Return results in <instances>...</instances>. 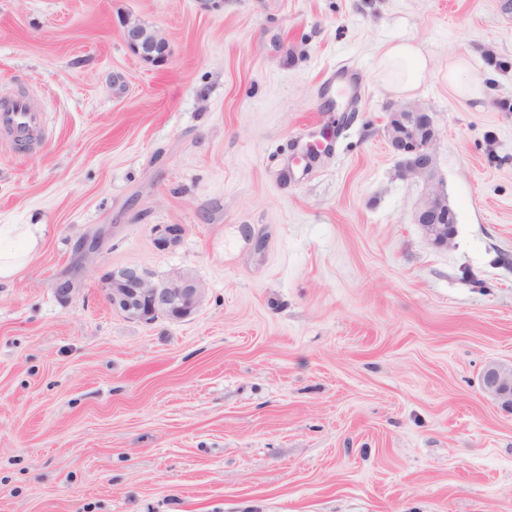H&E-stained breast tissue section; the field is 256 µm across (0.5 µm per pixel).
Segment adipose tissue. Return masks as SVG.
<instances>
[{
	"mask_svg": "<svg viewBox=\"0 0 512 512\" xmlns=\"http://www.w3.org/2000/svg\"><path fill=\"white\" fill-rule=\"evenodd\" d=\"M378 74L396 96H406L430 72L427 55L409 40L388 43L377 61ZM42 224H0V282L13 280L39 253L45 240Z\"/></svg>",
	"mask_w": 512,
	"mask_h": 512,
	"instance_id": "obj_1",
	"label": "adipose tissue"
}]
</instances>
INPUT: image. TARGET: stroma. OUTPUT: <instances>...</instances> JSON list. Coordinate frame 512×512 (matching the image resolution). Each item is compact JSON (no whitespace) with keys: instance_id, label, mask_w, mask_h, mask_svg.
<instances>
[{"instance_id":"stroma-1","label":"stroma","mask_w":512,"mask_h":512,"mask_svg":"<svg viewBox=\"0 0 512 512\" xmlns=\"http://www.w3.org/2000/svg\"><path fill=\"white\" fill-rule=\"evenodd\" d=\"M397 40L430 59L405 97L376 69ZM456 57L483 109L444 81ZM15 97L43 134L0 132V224L47 232L0 284V512H512V415L479 388L512 364V0H0ZM399 106L438 131L442 249L387 141ZM128 265L205 301L127 320L102 277ZM119 23L123 42L134 57L152 66L169 61V42L159 29L130 16L122 17Z\"/></svg>"}]
</instances>
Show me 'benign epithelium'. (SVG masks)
I'll list each match as a JSON object with an SVG mask.
<instances>
[{"label":"benign epithelium","mask_w":512,"mask_h":512,"mask_svg":"<svg viewBox=\"0 0 512 512\" xmlns=\"http://www.w3.org/2000/svg\"><path fill=\"white\" fill-rule=\"evenodd\" d=\"M123 42L138 60L162 66L169 61L170 46L159 29L130 16L120 19ZM386 134L393 152L401 157L407 178L420 179L425 192L414 213L428 241L446 248L457 234L456 213L447 194L435 185L434 161L438 133L429 113L417 108L397 107L389 113ZM185 228L180 224L156 229V245L162 250L179 245ZM112 311L127 320L151 323L159 317L183 320L194 315L206 298V288L192 275L176 271L155 282L144 270L129 266L103 275ZM484 395L512 413V364L491 362L479 377Z\"/></svg>","instance_id":"obj_1"}]
</instances>
